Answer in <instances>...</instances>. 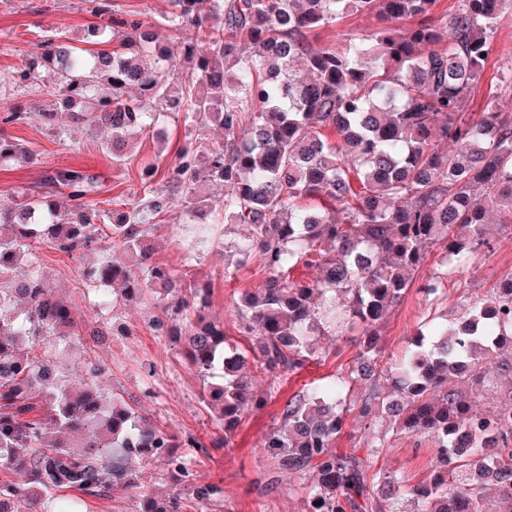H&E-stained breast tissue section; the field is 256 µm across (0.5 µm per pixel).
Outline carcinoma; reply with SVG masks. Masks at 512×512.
<instances>
[{"mask_svg": "<svg viewBox=\"0 0 512 512\" xmlns=\"http://www.w3.org/2000/svg\"><path fill=\"white\" fill-rule=\"evenodd\" d=\"M88 2L100 22L80 42L94 48L67 36L44 40L38 55L50 78L32 62L0 75V85L44 87L59 107L38 113L43 125L60 138L82 125L118 164L126 137L167 115L183 119L185 139L166 188L154 184L155 166L144 167L128 210L90 207L98 181L73 168L58 171L48 191L0 203V471L21 476L0 480V512H45L50 498L56 512H92L89 502L114 486L139 487L131 459L162 460L179 481L193 476L173 451L175 435L106 402L101 365L85 363L74 382L50 355H34L44 344L71 347L77 331L33 242L80 259L101 241V224L144 273L109 253L83 267L85 282L110 286L125 302L165 297L189 368L222 372L205 388L220 446L231 443L249 402L264 404L254 400L258 382L272 396L281 376L319 355L311 336L325 322L359 326L358 368L290 397L261 443L273 460L268 484L279 474L312 477L306 512H512V384L502 388L484 367L494 356L512 376V276L470 300L461 325H427L428 341L390 370L397 399L382 403L373 389L361 400V417L385 407L397 430L438 443L428 480L375 473L367 484L384 448L378 436L364 458L336 448L344 394L373 376L379 326L427 253L440 245L447 261H465L489 246L491 213L512 224V100L492 83L482 109L471 108L512 0H457L447 18L436 17L438 0H170L155 21L112 0ZM353 15L377 20L373 35L316 43L318 31ZM183 28L194 37L175 56L163 31ZM31 108L26 99L0 110V164L34 160L7 133ZM212 126L224 130L217 144L204 141ZM61 188L71 205L54 198ZM210 190L224 192V223L250 227L234 245L236 267L258 257L267 271L236 307L248 350L205 315L208 290L153 260L148 244L176 192L193 225L187 256H195L208 242ZM301 265L317 276L291 279ZM479 397L491 406L478 408ZM192 496L203 510L224 489L195 484ZM184 507L175 487L144 495L140 512Z\"/></svg>", "mask_w": 512, "mask_h": 512, "instance_id": "1", "label": "carcinoma"}]
</instances>
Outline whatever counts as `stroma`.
<instances>
[{"mask_svg":"<svg viewBox=\"0 0 512 512\" xmlns=\"http://www.w3.org/2000/svg\"><path fill=\"white\" fill-rule=\"evenodd\" d=\"M92 21L84 0H0V72L27 63L40 40L78 35ZM161 128V134L138 136L129 145L124 162L116 165L86 129L70 127L67 135L60 138L39 119H30L28 124L9 128L8 133L30 146L36 158L30 164L0 166V197L40 192L56 170L82 168L102 183L96 197L100 208L133 202L141 189L143 167L155 165V183L164 185L168 165L184 139V126L176 119H165ZM183 218L180 202L172 201L164 221L148 233L155 248L154 258L191 280L209 285L211 315L223 321L228 336H235L234 311L241 295L260 287L265 278L259 262L240 269L235 266L233 246L245 237L247 228L229 225L218 233L213 247L190 260L186 257ZM488 238L492 252L478 251L450 274L442 264L440 249L428 253L414 276L413 286L383 325L381 375L376 381L380 395H387L391 389L388 368L411 349L426 318L461 315L472 297L490 293L512 273V224L491 225ZM110 245L109 238H102L99 250L88 253L81 261L55 250L49 243L36 246L42 267L70 306L83 338L81 348L61 354L62 363L72 372L79 371L89 360L101 363L106 373L100 385L106 394L125 401L139 415L180 439L192 436L208 446V453L192 459L193 480L198 484H219L224 498L209 506L207 512H305L303 478L284 475L274 487L264 486L263 479L273 464L262 453L260 444L278 423L286 399L313 384L350 373L359 351L358 329L338 337H318L319 347L327 353L325 360L311 362L300 372L288 375L265 406L246 412L229 447H215L222 431L202 398L203 378L189 369L174 337L163 335L154 327L165 317L163 300L148 293L134 304L114 299L111 308L106 309L99 306L96 293L83 281V263L97 262L103 249ZM433 276L441 277L442 290L429 301L419 287ZM365 393L362 385L350 392L345 428L337 448L362 457L373 432L385 433L384 447L373 462L374 470L398 472L414 483L426 479L436 456L434 442L397 432L385 420L379 421L376 429H369L367 420L359 414ZM144 470L147 478L140 489L114 488L109 499L93 503V512H136L140 494L163 493L175 484L164 463L152 462Z\"/></svg>","mask_w":512,"mask_h":512,"instance_id":"1","label":"stroma"}]
</instances>
